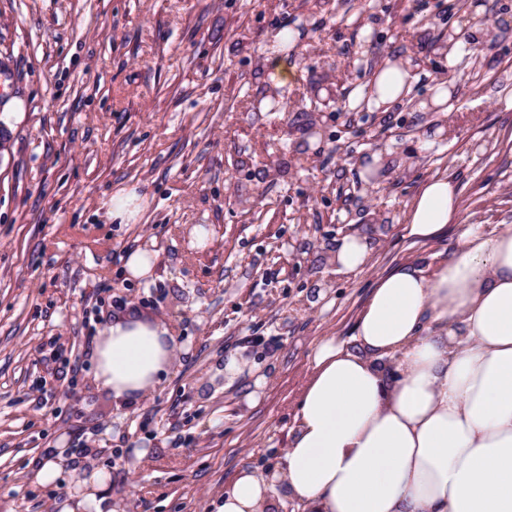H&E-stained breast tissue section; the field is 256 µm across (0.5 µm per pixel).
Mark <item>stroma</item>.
Here are the masks:
<instances>
[{"label": "stroma", "instance_id": "35a3bbf8", "mask_svg": "<svg viewBox=\"0 0 512 512\" xmlns=\"http://www.w3.org/2000/svg\"><path fill=\"white\" fill-rule=\"evenodd\" d=\"M472 2L0 0V512H60L91 461L111 467L109 512H211L239 469L287 448L316 342L350 340L379 277L454 252L457 227L432 243L405 232L427 179L454 180L460 224L512 225V0L478 17ZM287 28L296 78L272 112L266 45ZM392 56L412 59L410 92L369 111ZM446 75L445 111L421 110ZM389 144L400 160L369 186L359 160ZM130 186L145 213L110 223ZM357 232L370 262L338 272L330 255ZM138 247L157 271L129 280ZM130 310L168 324L173 360L120 409L92 353ZM231 353L255 368L228 386ZM60 439L62 477L38 485L33 464Z\"/></svg>", "mask_w": 512, "mask_h": 512}]
</instances>
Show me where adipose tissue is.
<instances>
[{"mask_svg": "<svg viewBox=\"0 0 512 512\" xmlns=\"http://www.w3.org/2000/svg\"><path fill=\"white\" fill-rule=\"evenodd\" d=\"M410 59L375 70L369 109L408 93ZM460 209L455 183L428 179L406 211V231L436 240ZM373 250L345 236L332 262L360 271ZM160 322L129 312L94 350L96 377L119 404L136 402L172 362ZM111 476L75 481L62 512H102ZM512 512V226L464 225L434 268L410 263L382 276L358 314L351 342L328 336L311 354L288 448L267 474L240 469L214 512Z\"/></svg>", "mask_w": 512, "mask_h": 512, "instance_id": "obj_1", "label": "adipose tissue"}]
</instances>
